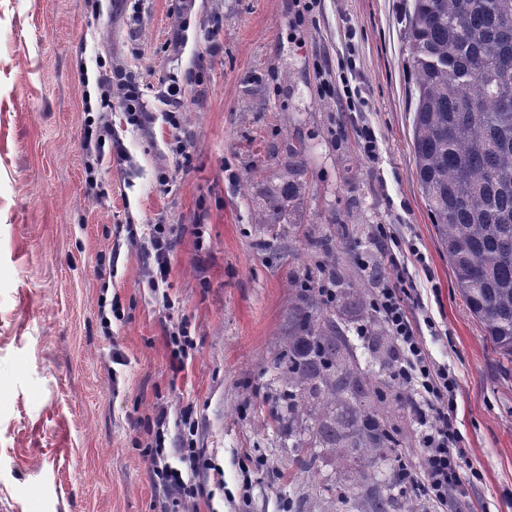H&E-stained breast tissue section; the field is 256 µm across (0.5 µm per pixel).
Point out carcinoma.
Instances as JSON below:
<instances>
[{
	"instance_id": "1",
	"label": "carcinoma",
	"mask_w": 512,
	"mask_h": 512,
	"mask_svg": "<svg viewBox=\"0 0 512 512\" xmlns=\"http://www.w3.org/2000/svg\"><path fill=\"white\" fill-rule=\"evenodd\" d=\"M416 80L412 150L414 176L455 286L498 358L512 367V0H413L408 16ZM305 149L288 145L280 183L266 196L257 224H279L308 189ZM300 283L301 306L288 319V339L275 360L288 414L311 420L307 444L354 457L377 481L376 458L396 447L381 425L387 385L354 378L343 356L323 288L336 269ZM372 395L355 440L338 395ZM392 486L378 490L373 512H390Z\"/></svg>"
}]
</instances>
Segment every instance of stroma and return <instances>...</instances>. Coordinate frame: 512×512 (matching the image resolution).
<instances>
[{
	"label": "stroma",
	"mask_w": 512,
	"mask_h": 512,
	"mask_svg": "<svg viewBox=\"0 0 512 512\" xmlns=\"http://www.w3.org/2000/svg\"><path fill=\"white\" fill-rule=\"evenodd\" d=\"M411 0H0V512H162L142 453L158 409L191 408L195 447L224 471L196 479L176 512H372L373 486L349 460L304 458L277 427L284 382L273 363L301 279L315 261L341 280L336 322L364 384L390 381V344L371 300L375 245L388 225L399 275L415 281L414 319L433 357L457 375L466 469L456 512H512V370L504 369L453 286L414 176L406 18ZM137 87L154 120L113 110L123 161L88 193L81 144L85 80L105 72ZM357 88L345 99L341 76ZM185 94L170 108L164 91ZM175 111L178 126L163 112ZM374 128L366 157L353 128ZM301 142L309 191L286 223H255L278 181L272 156ZM167 184H159V175ZM129 224H170L167 296L151 291ZM339 229L330 252L311 242ZM418 249L424 263L410 254ZM117 275H110V268ZM122 315L104 333L102 299ZM194 343L172 365L169 333ZM372 326L378 346L358 336ZM120 352L123 365L112 363ZM405 388L389 418L400 447L377 459L425 480Z\"/></svg>",
	"instance_id": "1"
}]
</instances>
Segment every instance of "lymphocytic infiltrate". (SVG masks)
I'll return each instance as SVG.
<instances>
[{
  "mask_svg": "<svg viewBox=\"0 0 512 512\" xmlns=\"http://www.w3.org/2000/svg\"><path fill=\"white\" fill-rule=\"evenodd\" d=\"M96 85L98 108L95 113L85 116L82 142L86 184L93 191L99 187L98 168L116 139L106 120V114L112 108V81L101 76ZM128 235L142 237L148 259V284L155 291H164L170 284L173 229L154 224L147 233L140 234L132 228ZM375 280L377 288L372 307L393 341V376L407 388V406L421 433L427 477L422 488L444 510L450 494L463 484L464 453L455 414L457 378L447 365L432 358L426 340L410 314L408 300L411 292L407 281L401 277L392 281L380 274ZM155 426L154 445L145 455L147 468L159 477L164 496L188 495V480L178 466L183 450L178 446L171 450L165 447L169 429L167 413L157 415Z\"/></svg>",
  "mask_w": 512,
  "mask_h": 512,
  "instance_id": "obj_1",
  "label": "lymphocytic infiltrate"
}]
</instances>
